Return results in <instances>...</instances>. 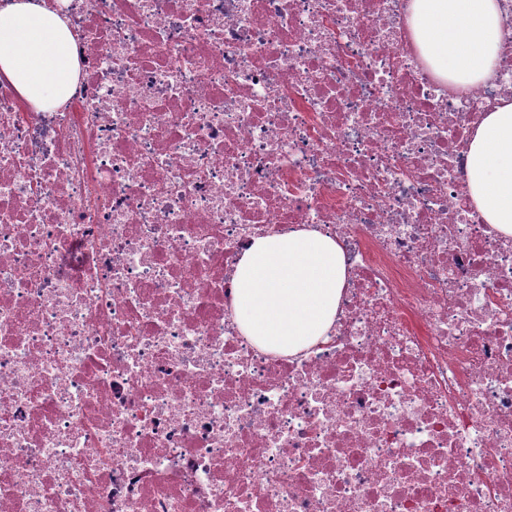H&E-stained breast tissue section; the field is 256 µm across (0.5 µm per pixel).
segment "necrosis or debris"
Wrapping results in <instances>:
<instances>
[{"label":"necrosis or debris","mask_w":512,"mask_h":512,"mask_svg":"<svg viewBox=\"0 0 512 512\" xmlns=\"http://www.w3.org/2000/svg\"><path fill=\"white\" fill-rule=\"evenodd\" d=\"M55 111L0 77V512H512V239L467 197L494 80L405 0H45ZM350 269L295 356L233 322L252 238Z\"/></svg>","instance_id":"necrosis-or-debris-1"}]
</instances>
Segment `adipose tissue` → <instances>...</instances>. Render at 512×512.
I'll return each mask as SVG.
<instances>
[{"mask_svg": "<svg viewBox=\"0 0 512 512\" xmlns=\"http://www.w3.org/2000/svg\"><path fill=\"white\" fill-rule=\"evenodd\" d=\"M413 40L432 69L460 85L495 73L504 22L500 0H409ZM0 76L32 107L52 111L79 78L75 38L43 0H0ZM472 207L512 237V100L486 112L467 154ZM235 322L258 348L296 355L336 326L348 282L344 252L316 228L253 238L230 275Z\"/></svg>", "mask_w": 512, "mask_h": 512, "instance_id": "1", "label": "adipose tissue"}]
</instances>
